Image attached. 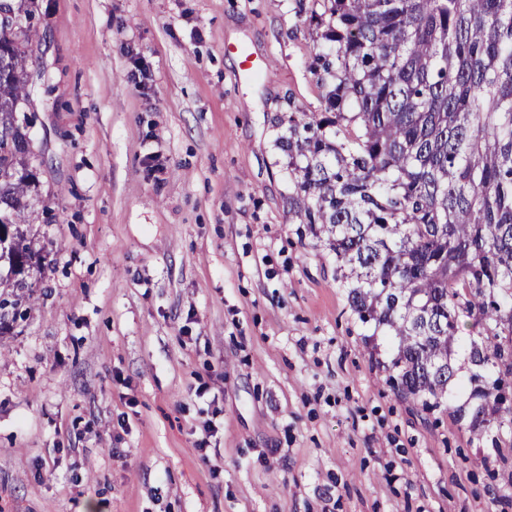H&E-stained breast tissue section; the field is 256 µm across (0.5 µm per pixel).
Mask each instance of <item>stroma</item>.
<instances>
[{
    "mask_svg": "<svg viewBox=\"0 0 512 512\" xmlns=\"http://www.w3.org/2000/svg\"><path fill=\"white\" fill-rule=\"evenodd\" d=\"M38 3L49 264L0 333V512H512V430L397 394L288 206L314 0Z\"/></svg>",
    "mask_w": 512,
    "mask_h": 512,
    "instance_id": "stroma-1",
    "label": "stroma"
}]
</instances>
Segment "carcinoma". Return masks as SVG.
Segmentation results:
<instances>
[{"mask_svg": "<svg viewBox=\"0 0 512 512\" xmlns=\"http://www.w3.org/2000/svg\"><path fill=\"white\" fill-rule=\"evenodd\" d=\"M36 0H0V227L28 226L35 180L15 119L27 100ZM311 66L325 111L278 119L295 217L336 257L359 321L388 337L398 391L474 429L512 407V0H323ZM25 236L0 261V322L32 298ZM479 328L458 338L460 327ZM469 365L461 380L453 354Z\"/></svg>", "mask_w": 512, "mask_h": 512, "instance_id": "carcinoma-1", "label": "carcinoma"}]
</instances>
